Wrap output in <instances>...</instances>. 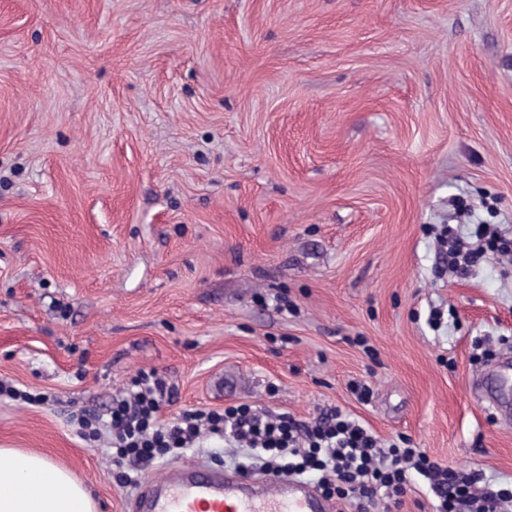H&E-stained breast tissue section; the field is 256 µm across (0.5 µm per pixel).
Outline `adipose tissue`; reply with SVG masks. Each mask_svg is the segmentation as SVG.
<instances>
[{
	"mask_svg": "<svg viewBox=\"0 0 512 512\" xmlns=\"http://www.w3.org/2000/svg\"><path fill=\"white\" fill-rule=\"evenodd\" d=\"M0 512H96L83 485L46 457L0 448Z\"/></svg>",
	"mask_w": 512,
	"mask_h": 512,
	"instance_id": "obj_1",
	"label": "adipose tissue"
}]
</instances>
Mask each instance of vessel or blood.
I'll return each instance as SVG.
<instances>
[{"label": "vessel or blood", "mask_w": 512, "mask_h": 512, "mask_svg": "<svg viewBox=\"0 0 512 512\" xmlns=\"http://www.w3.org/2000/svg\"><path fill=\"white\" fill-rule=\"evenodd\" d=\"M485 374L481 404L498 409L512 396ZM131 512H335L336 504L311 482L289 477L258 479L239 472L210 469L201 463L165 468L149 489L130 503Z\"/></svg>", "instance_id": "b4317fda"}]
</instances>
